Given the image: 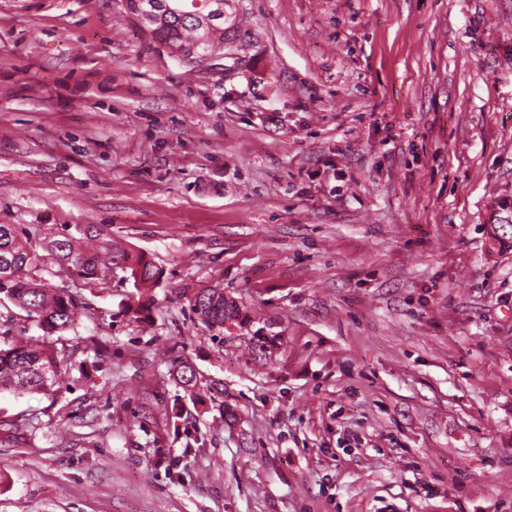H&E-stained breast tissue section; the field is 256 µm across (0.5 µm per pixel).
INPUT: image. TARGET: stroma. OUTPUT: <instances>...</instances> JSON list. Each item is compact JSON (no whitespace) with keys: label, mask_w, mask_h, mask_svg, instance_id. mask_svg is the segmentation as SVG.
Masks as SVG:
<instances>
[{"label":"stroma","mask_w":512,"mask_h":512,"mask_svg":"<svg viewBox=\"0 0 512 512\" xmlns=\"http://www.w3.org/2000/svg\"><path fill=\"white\" fill-rule=\"evenodd\" d=\"M239 3L227 71L0 0V224L164 272L141 320L79 289L75 370L0 391V512H512V0ZM191 313L210 332H224V321L234 314L232 304L224 301V290L218 286L195 289L186 297Z\"/></svg>","instance_id":"stroma-1"}]
</instances>
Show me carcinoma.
<instances>
[{"mask_svg": "<svg viewBox=\"0 0 512 512\" xmlns=\"http://www.w3.org/2000/svg\"><path fill=\"white\" fill-rule=\"evenodd\" d=\"M171 10L160 13L149 33L176 56L201 59L230 39L241 44L253 39L235 16L207 19L217 0H163ZM67 273L70 285L55 287L44 273L52 267ZM133 281L141 299L126 312L142 317L150 310L151 292L163 281V270L141 253L112 240L105 224H76L57 231L36 226L0 224V305H13L32 320L41 334L15 339L0 334V391L13 389L52 393L60 375L72 368L73 353L57 347L55 336L74 328L80 317L75 288H102L112 281L113 269ZM191 313L209 331L224 332L234 307L224 301V289L206 286L187 297Z\"/></svg>", "mask_w": 512, "mask_h": 512, "instance_id": "carcinoma-1", "label": "carcinoma"}]
</instances>
